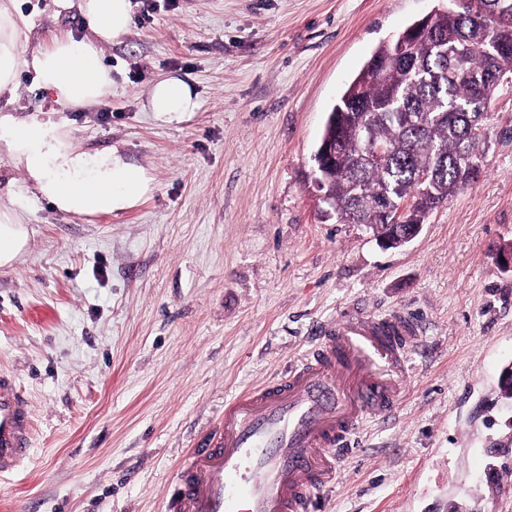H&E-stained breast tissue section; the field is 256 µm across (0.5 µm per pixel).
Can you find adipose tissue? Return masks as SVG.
Masks as SVG:
<instances>
[{
    "label": "adipose tissue",
    "instance_id": "obj_1",
    "mask_svg": "<svg viewBox=\"0 0 512 512\" xmlns=\"http://www.w3.org/2000/svg\"><path fill=\"white\" fill-rule=\"evenodd\" d=\"M59 9L78 8L90 37H54L31 54L20 50L23 18L0 5V96L12 93L20 67L31 68L38 86L72 108L99 102L112 87V75L100 61V45L125 35L132 24V0H56ZM198 95L183 78L170 75L151 87L147 109L156 119L183 120L196 110ZM0 144L24 169L39 195L59 211L80 216L112 214L135 206L150 190L145 169L111 152L89 157L55 128L0 114ZM27 240L25 217L0 209V266L11 265Z\"/></svg>",
    "mask_w": 512,
    "mask_h": 512
}]
</instances>
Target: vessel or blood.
Returning a JSON list of instances; mask_svg holds the SVG:
<instances>
[{"mask_svg": "<svg viewBox=\"0 0 512 512\" xmlns=\"http://www.w3.org/2000/svg\"><path fill=\"white\" fill-rule=\"evenodd\" d=\"M412 315L350 313L277 379L243 392L190 449L172 491L174 512H314L340 455L367 414L399 405ZM32 409L0 371V473L30 451Z\"/></svg>", "mask_w": 512, "mask_h": 512, "instance_id": "1", "label": "vessel or blood"}]
</instances>
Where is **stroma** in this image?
Instances as JSON below:
<instances>
[{
  "mask_svg": "<svg viewBox=\"0 0 512 512\" xmlns=\"http://www.w3.org/2000/svg\"><path fill=\"white\" fill-rule=\"evenodd\" d=\"M32 49L89 33L54 0H15ZM102 48L112 89L60 105L21 68L0 107L89 154L146 170L133 208L59 212L0 152V208L28 240L0 267V370L31 400L32 448L0 474V512H169L180 462L224 404L345 314L410 313L395 414L367 417L315 512H512V75L488 107L481 172L420 234L382 247L325 218L311 157L373 51L440 0H133ZM176 75L199 107H145Z\"/></svg>",
  "mask_w": 512,
  "mask_h": 512,
  "instance_id": "35a3bbf8",
  "label": "stroma"
}]
</instances>
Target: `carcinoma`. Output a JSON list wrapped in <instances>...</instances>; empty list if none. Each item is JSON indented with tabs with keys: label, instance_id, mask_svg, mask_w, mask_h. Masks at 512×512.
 I'll return each mask as SVG.
<instances>
[{
	"label": "carcinoma",
	"instance_id": "obj_1",
	"mask_svg": "<svg viewBox=\"0 0 512 512\" xmlns=\"http://www.w3.org/2000/svg\"><path fill=\"white\" fill-rule=\"evenodd\" d=\"M512 74V0H469L429 13L379 45L328 115L321 141L336 144L323 189L324 212L342 224H382L379 195L408 204L406 222L426 215L474 181L484 159L487 108ZM390 148L380 163L365 159ZM427 182L418 184L420 173Z\"/></svg>",
	"mask_w": 512,
	"mask_h": 512
}]
</instances>
